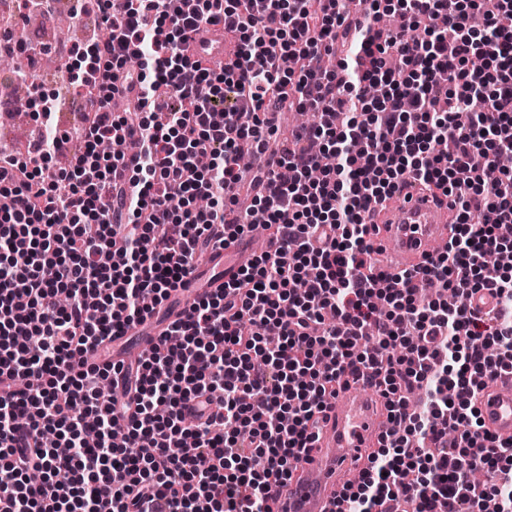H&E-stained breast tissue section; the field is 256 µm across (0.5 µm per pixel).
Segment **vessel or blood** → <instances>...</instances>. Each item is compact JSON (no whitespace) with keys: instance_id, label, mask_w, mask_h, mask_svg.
<instances>
[{"instance_id":"b4317fda","label":"vessel or blood","mask_w":512,"mask_h":512,"mask_svg":"<svg viewBox=\"0 0 512 512\" xmlns=\"http://www.w3.org/2000/svg\"><path fill=\"white\" fill-rule=\"evenodd\" d=\"M189 43L196 56L210 62L233 59L238 49L236 39L225 36L219 27L190 34ZM393 198V205L376 217V241L391 257L383 266L389 273L416 266L436 241L449 236L447 197L402 185ZM254 255L253 238L248 234L237 237L230 246L216 245L209 254L212 267L221 273L214 288L236 279ZM477 407L485 429L500 439H512V375L479 393ZM386 419L384 400L376 388L365 385L360 395L342 393L330 399L313 449L286 485L273 487V512H338L342 488L358 480L366 464V450L379 439Z\"/></svg>"}]
</instances>
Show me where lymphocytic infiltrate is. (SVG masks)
Returning a JSON list of instances; mask_svg holds the SVG:
<instances>
[{
	"instance_id": "f902f5d3",
	"label": "lymphocytic infiltrate",
	"mask_w": 512,
	"mask_h": 512,
	"mask_svg": "<svg viewBox=\"0 0 512 512\" xmlns=\"http://www.w3.org/2000/svg\"><path fill=\"white\" fill-rule=\"evenodd\" d=\"M90 4L109 35L66 65L75 89L80 58L103 71L81 148L49 181L68 134L0 158V512H272L316 415L366 377L390 428L342 501L512 512V441L474 401L512 373V172L484 177L512 153V0H372L398 26L369 36L343 0H73L75 13ZM216 25L240 42L219 72L187 44ZM287 110L316 120L259 139ZM130 138L134 196L112 178ZM105 139L115 151L99 152ZM244 145L281 155L280 170L241 184ZM408 180L451 199L455 232L390 275L367 217ZM244 190L273 249L192 302L124 370L122 398L106 396L112 366L88 355L162 309L210 231L244 232L231 218ZM481 290L495 304L477 313ZM210 393L216 411L184 426L185 403ZM121 400L149 455L114 443Z\"/></svg>"
}]
</instances>
